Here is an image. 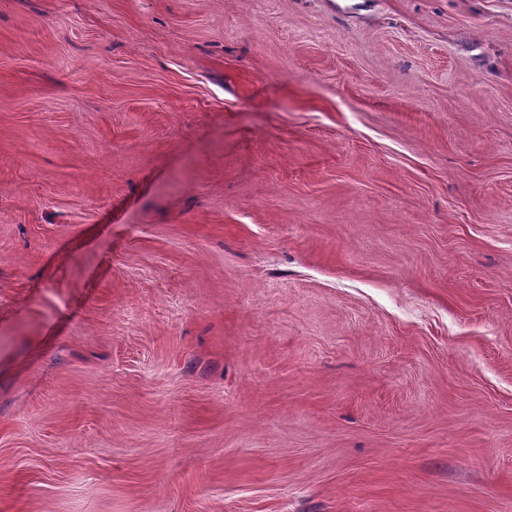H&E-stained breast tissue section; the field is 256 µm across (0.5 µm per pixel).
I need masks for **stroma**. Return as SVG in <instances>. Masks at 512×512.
<instances>
[{
    "instance_id": "obj_1",
    "label": "stroma",
    "mask_w": 512,
    "mask_h": 512,
    "mask_svg": "<svg viewBox=\"0 0 512 512\" xmlns=\"http://www.w3.org/2000/svg\"><path fill=\"white\" fill-rule=\"evenodd\" d=\"M0 512H512V0H0Z\"/></svg>"
}]
</instances>
